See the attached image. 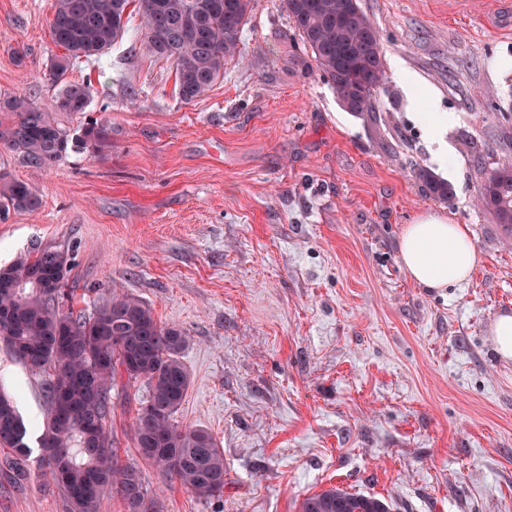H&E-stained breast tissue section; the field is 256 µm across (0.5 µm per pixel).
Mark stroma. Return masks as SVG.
I'll return each mask as SVG.
<instances>
[{
    "mask_svg": "<svg viewBox=\"0 0 512 512\" xmlns=\"http://www.w3.org/2000/svg\"><path fill=\"white\" fill-rule=\"evenodd\" d=\"M50 5L0 0V98H54L45 73L63 50ZM362 6L384 59L400 58L454 113L452 171L396 77L374 111H345L279 0H254L235 58L188 104L131 12L107 55L67 73L89 84L109 143L40 173L0 153L41 202L0 222L1 264L57 246L73 258L81 308L129 293L189 336L175 420L223 450L221 497L196 498L138 456L148 386L123 373L112 384L114 448L161 512H298L332 487L393 512H512V360L489 333L512 312V235L476 203L482 170L512 160V0ZM419 165L454 197L427 198ZM430 213L468 225L483 258L462 286L430 290L401 266L403 228ZM0 390L42 424L40 377L1 343ZM28 467L20 483L0 470V512H66L37 460Z\"/></svg>",
    "mask_w": 512,
    "mask_h": 512,
    "instance_id": "1",
    "label": "stroma"
}]
</instances>
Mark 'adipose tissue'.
Masks as SVG:
<instances>
[{"label":"adipose tissue","instance_id":"ef3b65f1","mask_svg":"<svg viewBox=\"0 0 512 512\" xmlns=\"http://www.w3.org/2000/svg\"><path fill=\"white\" fill-rule=\"evenodd\" d=\"M392 67L408 102L416 109V118L434 148L437 161L440 165H449L452 148L445 134L452 124L451 118L433 111L435 95L418 75L406 70L398 60L393 61ZM398 247L402 265L410 278L431 289L466 282L481 261L467 225L451 224L432 214L407 225Z\"/></svg>","mask_w":512,"mask_h":512}]
</instances>
